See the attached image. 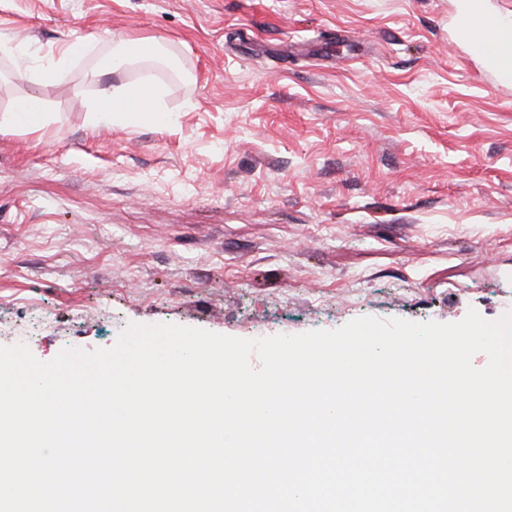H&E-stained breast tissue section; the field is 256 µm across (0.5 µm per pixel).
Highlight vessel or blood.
<instances>
[{"label":"vessel or blood","instance_id":"b4317fda","mask_svg":"<svg viewBox=\"0 0 512 512\" xmlns=\"http://www.w3.org/2000/svg\"><path fill=\"white\" fill-rule=\"evenodd\" d=\"M459 37L484 64L496 88L512 87V21L486 9L484 0H465Z\"/></svg>","mask_w":512,"mask_h":512}]
</instances>
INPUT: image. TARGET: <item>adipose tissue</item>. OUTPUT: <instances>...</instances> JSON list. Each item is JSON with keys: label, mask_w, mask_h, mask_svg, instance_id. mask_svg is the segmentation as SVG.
I'll list each match as a JSON object with an SVG mask.
<instances>
[{"label": "adipose tissue", "mask_w": 512, "mask_h": 512, "mask_svg": "<svg viewBox=\"0 0 512 512\" xmlns=\"http://www.w3.org/2000/svg\"><path fill=\"white\" fill-rule=\"evenodd\" d=\"M162 89L154 83L130 87L105 86L99 91L94 110L100 118L123 115L128 124L157 121L161 110Z\"/></svg>", "instance_id": "adipose-tissue-1"}]
</instances>
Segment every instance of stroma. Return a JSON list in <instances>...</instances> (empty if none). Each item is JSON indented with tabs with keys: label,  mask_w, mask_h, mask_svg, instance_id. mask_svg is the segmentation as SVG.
Returning a JSON list of instances; mask_svg holds the SVG:
<instances>
[{
	"label": "stroma",
	"mask_w": 512,
	"mask_h": 512,
	"mask_svg": "<svg viewBox=\"0 0 512 512\" xmlns=\"http://www.w3.org/2000/svg\"><path fill=\"white\" fill-rule=\"evenodd\" d=\"M461 0H0V346L512 311V89ZM154 39L161 65L102 61ZM70 53L65 71L42 75ZM158 123L95 120L102 85ZM38 96L49 122L10 123ZM162 89L154 83L130 87L104 86L94 104V112L101 119L121 114L128 124H141L158 120Z\"/></svg>",
	"instance_id": "obj_1"
}]
</instances>
